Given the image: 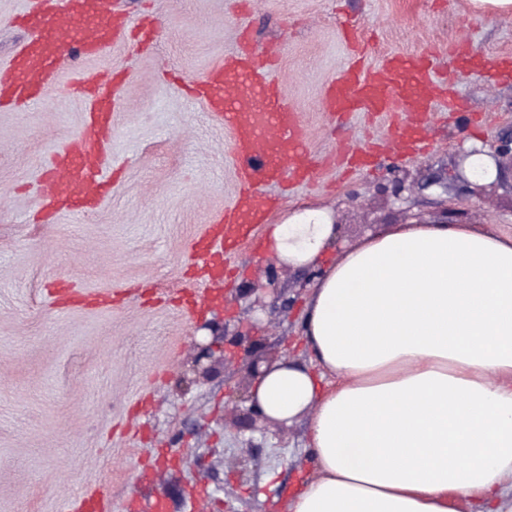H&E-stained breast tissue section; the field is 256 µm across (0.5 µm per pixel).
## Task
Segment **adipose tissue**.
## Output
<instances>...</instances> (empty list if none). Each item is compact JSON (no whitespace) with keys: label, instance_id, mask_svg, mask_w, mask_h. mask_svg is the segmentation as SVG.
I'll return each instance as SVG.
<instances>
[{"label":"adipose tissue","instance_id":"1","mask_svg":"<svg viewBox=\"0 0 512 512\" xmlns=\"http://www.w3.org/2000/svg\"><path fill=\"white\" fill-rule=\"evenodd\" d=\"M265 231L278 265L323 270L313 366L280 358L250 388L269 420L308 423L291 512H512V234L403 224L337 257L330 209Z\"/></svg>","mask_w":512,"mask_h":512}]
</instances>
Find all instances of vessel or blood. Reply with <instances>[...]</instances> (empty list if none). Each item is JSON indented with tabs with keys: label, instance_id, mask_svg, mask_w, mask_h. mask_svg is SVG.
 <instances>
[{
	"label": "vessel or blood",
	"instance_id": "vessel-or-blood-1",
	"mask_svg": "<svg viewBox=\"0 0 512 512\" xmlns=\"http://www.w3.org/2000/svg\"><path fill=\"white\" fill-rule=\"evenodd\" d=\"M16 21L31 38L0 75V105L16 108L40 105L67 57L99 56L127 27L126 21L113 18L105 0H22ZM71 86L85 93L89 111L72 143L51 156L45 197L52 209L80 213L98 206V190L107 181L104 161L112 143L120 85L76 69ZM194 94L231 133L239 184L232 206L213 217L194 249L203 274L217 280L224 254L244 241L253 225L265 223L277 206L275 198L262 192V185L287 174L310 180L312 165L298 117L280 97L274 63L256 49L243 48L211 66ZM439 105L453 113L462 102L435 75L429 56L400 52L392 53L375 72L347 68L328 83L324 102L333 115L392 116L398 154L426 148L427 122Z\"/></svg>",
	"mask_w": 512,
	"mask_h": 512
}]
</instances>
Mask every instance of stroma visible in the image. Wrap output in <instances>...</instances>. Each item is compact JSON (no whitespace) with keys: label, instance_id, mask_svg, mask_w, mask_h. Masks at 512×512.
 <instances>
[{"label":"stroma","instance_id":"obj_1","mask_svg":"<svg viewBox=\"0 0 512 512\" xmlns=\"http://www.w3.org/2000/svg\"><path fill=\"white\" fill-rule=\"evenodd\" d=\"M114 14L152 24L157 42L122 35L104 55L65 61L124 73L112 134V189L76 215L44 208L54 150L85 116L84 99L49 92L30 109H0V512H58L64 497L92 494L109 512H287L311 466L306 424L246 421L248 380L225 335L269 324V353L309 364L302 341L314 274L277 267L262 231L226 255L231 275L205 280L191 261L195 240L235 199L231 134L187 92L233 51L241 27L274 59L283 100L299 114L312 184L288 189L279 210L322 205L341 225L338 252L388 227L432 219L512 229V80L497 75L512 55V12L476 16L469 0H110ZM20 0H0V69L28 41L12 24ZM357 26L361 53L339 27ZM483 55L482 73L456 71L467 109L435 113L431 147L415 156L382 151L342 175L336 152L366 137L388 142L394 121L353 113L337 119L321 102L354 59L379 68L393 52L448 47ZM497 159V180L463 179L464 156ZM275 290H266L269 273ZM262 299L263 309L253 307ZM216 369L193 370L198 344ZM247 469H240L242 460Z\"/></svg>","mask_w":512,"mask_h":512}]
</instances>
